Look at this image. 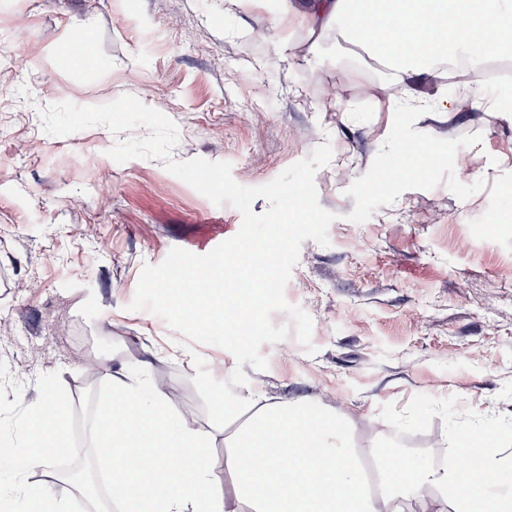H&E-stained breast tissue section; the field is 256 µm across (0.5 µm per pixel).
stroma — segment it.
Listing matches in <instances>:
<instances>
[{
  "label": "stroma",
  "instance_id": "obj_1",
  "mask_svg": "<svg viewBox=\"0 0 512 512\" xmlns=\"http://www.w3.org/2000/svg\"><path fill=\"white\" fill-rule=\"evenodd\" d=\"M0 0V361L37 401L57 371L72 401L102 382L160 386L168 405L211 431L224 490L223 428L192 384L194 357L217 380L336 412L349 447L396 449L445 468L459 432L495 429L512 456V81L456 92L431 68L398 92L385 63L336 28L306 20L317 0ZM85 32L97 67L62 63ZM130 94L178 127L172 156L230 163L243 186L272 181L330 143L315 174L336 219L329 246L302 244L285 298L313 320L262 345L266 370L130 310L144 265L235 236L218 206L162 161L112 160L129 135L94 126L47 134L39 110L100 106ZM447 96L446 107L435 100ZM437 162L374 191L401 141Z\"/></svg>",
  "mask_w": 512,
  "mask_h": 512
}]
</instances>
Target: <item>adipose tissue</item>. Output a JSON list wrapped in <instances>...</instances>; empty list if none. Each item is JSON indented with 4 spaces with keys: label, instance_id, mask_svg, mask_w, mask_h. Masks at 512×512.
<instances>
[{
    "label": "adipose tissue",
    "instance_id": "obj_1",
    "mask_svg": "<svg viewBox=\"0 0 512 512\" xmlns=\"http://www.w3.org/2000/svg\"><path fill=\"white\" fill-rule=\"evenodd\" d=\"M318 11L385 60L407 95L417 72L475 42L512 45V0H320ZM223 411L236 425L224 437L233 512H404L421 488L437 491L436 512H512V468L498 438L488 439L477 470H437L416 456L385 453L376 494L336 414L256 392ZM98 438L121 512H224L207 464L209 435L171 411L160 390L147 396L138 385H116L99 414ZM273 442L285 455L268 453ZM485 470L496 475L494 485L482 484Z\"/></svg>",
    "mask_w": 512,
    "mask_h": 512
}]
</instances>
